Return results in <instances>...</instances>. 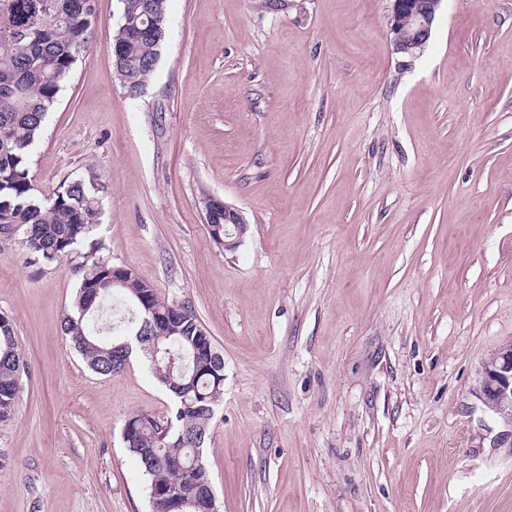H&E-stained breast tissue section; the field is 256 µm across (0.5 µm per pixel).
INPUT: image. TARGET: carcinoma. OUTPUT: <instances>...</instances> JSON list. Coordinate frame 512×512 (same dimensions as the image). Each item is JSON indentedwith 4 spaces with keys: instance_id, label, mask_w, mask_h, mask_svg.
Masks as SVG:
<instances>
[{
    "instance_id": "carcinoma-1",
    "label": "carcinoma",
    "mask_w": 512,
    "mask_h": 512,
    "mask_svg": "<svg viewBox=\"0 0 512 512\" xmlns=\"http://www.w3.org/2000/svg\"><path fill=\"white\" fill-rule=\"evenodd\" d=\"M167 0H122L114 36L117 79L131 98L153 73L165 37ZM97 13L88 0H0V238L21 237L29 260L75 261L80 286L62 331L89 368L119 373L112 347H136L155 380L175 398L162 429L138 412L124 423L123 442L149 482L152 512H195L174 507L167 492L190 493L209 481L204 456L215 408L224 395V356L192 307L160 298L132 273L112 285V262L91 238L99 215V188L84 177L39 198L30 175L31 151L58 100L64 80L91 44ZM177 317L174 334L160 341L138 336L145 307ZM20 353L11 321L0 316V421L15 412Z\"/></svg>"
}]
</instances>
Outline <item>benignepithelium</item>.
Wrapping results in <instances>:
<instances>
[{"label": "benign epithelium", "instance_id": "1", "mask_svg": "<svg viewBox=\"0 0 512 512\" xmlns=\"http://www.w3.org/2000/svg\"><path fill=\"white\" fill-rule=\"evenodd\" d=\"M441 0H392L388 20L397 53L409 58L420 56L431 37ZM205 212L224 210V246L238 241L246 221L241 212L225 202L207 197ZM482 392L486 405L512 422V343L500 348L486 362L482 379Z\"/></svg>", "mask_w": 512, "mask_h": 512}]
</instances>
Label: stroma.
<instances>
[{"instance_id":"1","label":"stroma","mask_w":512,"mask_h":512,"mask_svg":"<svg viewBox=\"0 0 512 512\" xmlns=\"http://www.w3.org/2000/svg\"><path fill=\"white\" fill-rule=\"evenodd\" d=\"M391 0H167L143 93L120 0L32 150L38 197L95 170L92 237L224 355L205 456L220 512H512V425L480 397L512 342V0H442L417 58ZM239 209L219 248L203 200ZM79 277L0 243L25 366L0 512H150L122 441L168 392L93 372L61 332ZM203 203L206 214L214 212L217 209H224V224H221L223 225L221 236L224 237V248L237 243L243 235L245 229L243 225L246 224L241 212L237 208L213 197H206ZM206 214L205 221L206 224H208ZM226 239H233V241L229 242Z\"/></svg>"}]
</instances>
